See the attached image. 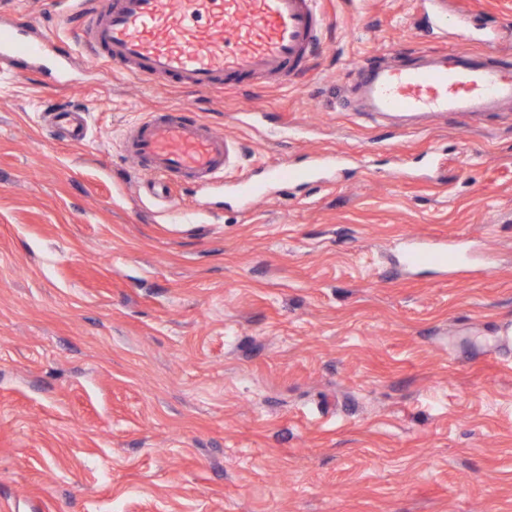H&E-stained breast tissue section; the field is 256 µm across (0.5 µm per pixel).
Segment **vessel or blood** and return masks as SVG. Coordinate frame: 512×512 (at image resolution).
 I'll list each match as a JSON object with an SVG mask.
<instances>
[{"mask_svg":"<svg viewBox=\"0 0 512 512\" xmlns=\"http://www.w3.org/2000/svg\"><path fill=\"white\" fill-rule=\"evenodd\" d=\"M431 29L454 25L470 38L474 23L448 20L447 0H421ZM327 16L318 0H92L79 37L90 62L157 86L175 82L195 92L247 86L283 87L308 73ZM59 80L70 76V55L31 38L28 23L0 26V65L17 61ZM347 86L357 115L377 121L399 116L454 114L477 119L488 112H512V59L499 56L493 35L477 51L424 46L403 66L376 62L358 67ZM51 124L74 140L84 135L83 118L59 109ZM122 153L146 178L151 194L169 199L171 185H219L239 210H249L266 185L328 182L342 162L325 155L302 169L277 163L260 173L240 171L235 139L224 136L192 109L151 112L125 131ZM399 264L479 265L461 245H434L410 238L399 248Z\"/></svg>","mask_w":512,"mask_h":512,"instance_id":"vessel-or-blood-1","label":"vessel or blood"}]
</instances>
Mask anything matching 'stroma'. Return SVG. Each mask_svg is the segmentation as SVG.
<instances>
[{"mask_svg":"<svg viewBox=\"0 0 512 512\" xmlns=\"http://www.w3.org/2000/svg\"><path fill=\"white\" fill-rule=\"evenodd\" d=\"M310 73L195 94L88 62L59 0H16L71 82L0 70V503L10 512H512V112L404 133L341 86L422 44L419 0H320ZM512 53V0H450ZM196 105L242 166L344 154L246 211L144 192L120 150ZM85 113V141L47 112ZM287 124L294 138L264 130ZM430 150L439 168L424 165ZM194 212L173 222L169 204ZM492 252L472 281L395 268L401 239Z\"/></svg>","mask_w":512,"mask_h":512,"instance_id":"1","label":"stroma"}]
</instances>
